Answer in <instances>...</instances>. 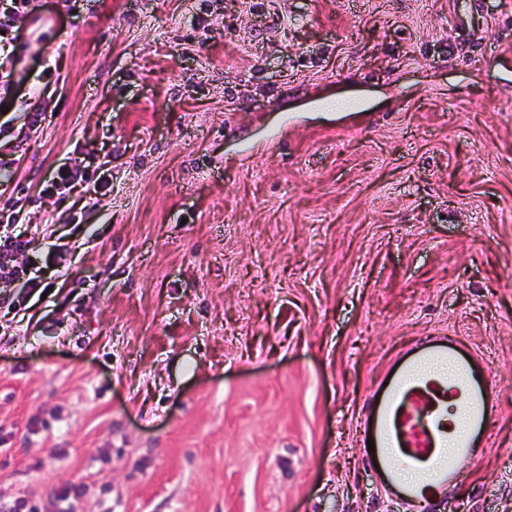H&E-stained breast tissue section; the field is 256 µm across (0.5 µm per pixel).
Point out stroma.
Masks as SVG:
<instances>
[{
  "label": "stroma",
  "instance_id": "1",
  "mask_svg": "<svg viewBox=\"0 0 512 512\" xmlns=\"http://www.w3.org/2000/svg\"><path fill=\"white\" fill-rule=\"evenodd\" d=\"M15 21L24 228L104 174L0 313V499L76 512H512V0H34ZM357 90L336 116L328 96ZM37 102L44 118L30 126ZM453 333L498 414L445 494L358 446L380 371ZM50 182L42 192H49L51 189H54L60 198H65L77 191L78 187H81V189L86 188V190H81V192H89L91 184H93L94 192H97L98 188L104 187V182L99 181L98 178H93L86 167L82 170L68 163H62L57 167ZM85 487L78 486L67 489L53 490L47 497V502L42 498L19 497L11 501L0 500L1 512H46L47 503L54 508V512H73L74 503L84 495Z\"/></svg>",
  "mask_w": 512,
  "mask_h": 512
}]
</instances>
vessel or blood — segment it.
Instances as JSON below:
<instances>
[{"label": "vessel or blood", "mask_w": 512, "mask_h": 512, "mask_svg": "<svg viewBox=\"0 0 512 512\" xmlns=\"http://www.w3.org/2000/svg\"><path fill=\"white\" fill-rule=\"evenodd\" d=\"M372 393L363 440L384 491L411 500L445 492L484 447L494 398L481 357L458 339L434 336L397 357ZM456 399L463 428H448Z\"/></svg>", "instance_id": "b4317fda"}]
</instances>
